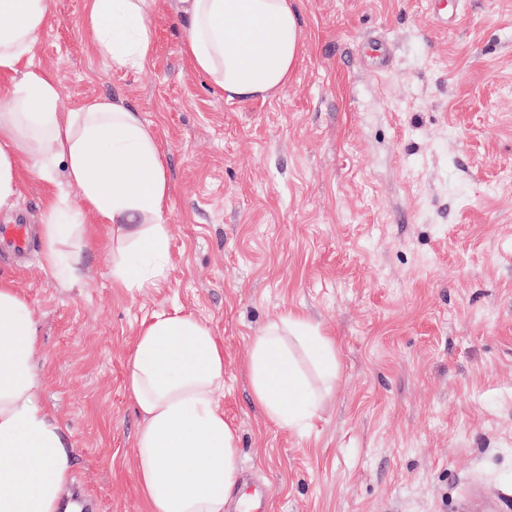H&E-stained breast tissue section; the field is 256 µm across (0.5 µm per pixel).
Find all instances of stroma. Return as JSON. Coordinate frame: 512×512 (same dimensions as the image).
Segmentation results:
<instances>
[{"mask_svg":"<svg viewBox=\"0 0 512 512\" xmlns=\"http://www.w3.org/2000/svg\"><path fill=\"white\" fill-rule=\"evenodd\" d=\"M86 2L52 0L34 64L62 108L116 99L151 123L171 246L165 282L135 296L112 285L102 224L71 286L41 246L0 254L39 313L34 366L73 494L145 512L127 363L141 323L178 308L224 347L238 475L268 512H512V0H460L445 26L431 0H301L288 85L244 102L184 55L178 0H158L139 72L99 55ZM55 189L64 175H23L0 224L38 233ZM288 311L336 341V384L301 432L253 405L245 370Z\"/></svg>","mask_w":512,"mask_h":512,"instance_id":"stroma-1","label":"stroma"}]
</instances>
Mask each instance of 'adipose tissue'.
<instances>
[{
    "label": "adipose tissue",
    "mask_w": 512,
    "mask_h": 512,
    "mask_svg": "<svg viewBox=\"0 0 512 512\" xmlns=\"http://www.w3.org/2000/svg\"><path fill=\"white\" fill-rule=\"evenodd\" d=\"M155 0H87L85 27L114 68L152 59ZM184 51L230 100L273 97L302 48L300 0H181ZM51 0H0V214L14 211L22 171L51 180L63 170L75 198L50 195L41 217L47 264L80 280L86 216L107 226L112 284L135 295L166 277L170 185L164 156L140 112L106 98L60 108L53 76L34 67ZM32 303L0 281V512H61L69 443L40 401ZM252 402L280 428L300 430L336 382V343L303 315L287 313L252 339ZM127 389L141 425L138 480L146 512H225L237 481L238 432L224 418V349L194 316L142 323Z\"/></svg>",
    "instance_id": "ef3b65f1"
}]
</instances>
